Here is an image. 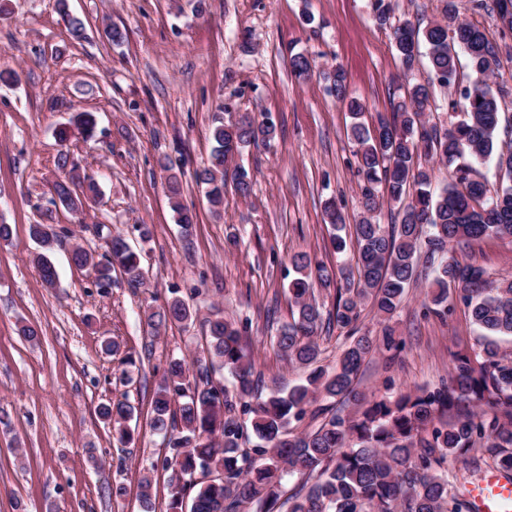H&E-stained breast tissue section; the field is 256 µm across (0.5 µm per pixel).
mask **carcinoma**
<instances>
[{
    "mask_svg": "<svg viewBox=\"0 0 512 512\" xmlns=\"http://www.w3.org/2000/svg\"><path fill=\"white\" fill-rule=\"evenodd\" d=\"M442 2V19L421 27L409 20L392 25L391 0H374L375 23L392 29L405 79L404 94L392 103L391 112L377 116L374 128L361 121L365 106L350 96L344 70L336 67L324 74L330 93L355 119L350 138L365 187L363 216L356 224L345 223L334 202L325 206L334 230L331 247L341 256L353 244L355 266L342 262L335 273L312 263L307 254L291 258L295 276L288 293L295 311L272 341L290 364L309 370L305 383L286 395L256 396L255 364L242 348L241 329L218 311L207 319L209 364L191 365L183 359L167 363L152 402L151 427L170 433L169 456L163 461L171 471L169 512H183L188 494L189 512H467L469 501L450 480L446 463L480 449L494 457L498 472L512 482V353L492 344L452 353L448 379L431 389L383 395L353 414L338 407L354 395L368 356L382 351L393 359L400 353L391 321L408 289L420 280L428 281L426 313L447 317L454 309L448 295L452 287L474 325L512 336V279L492 281L481 267L461 262L453 251L461 241L512 238V146L499 141L501 103L508 90L490 83L499 76V45L479 24L460 19L455 0ZM422 44L443 87L459 84L461 54L473 73L485 74L484 81L471 79L463 86L462 102H451L460 112L443 132L424 120L431 111L432 84L412 82ZM291 69L302 81L313 73L304 53L291 57ZM94 129L92 114L76 111L56 137L67 142L76 130L88 139ZM274 134L273 124L248 118L213 128L212 151L195 177L205 186L214 213L224 211L226 158L247 146L266 144ZM493 160L509 184L490 195L476 173ZM432 161L448 166L450 181L439 191L432 187ZM56 166L63 178L54 183L53 192L63 206L78 211L99 202L98 183L70 166L68 152L59 153ZM162 168L168 172L170 207L188 233L194 216L182 201V185L170 163ZM397 205L402 206L400 222L381 223L383 209ZM30 232L45 246L58 238L51 224H33ZM71 255L77 267L93 273L103 292L112 287L116 268L130 286L144 283L140 254L122 235L110 237L99 260L79 245ZM34 262L46 286L55 287L57 271L50 259L40 253ZM338 278L343 284L336 287L333 309L325 313L315 299L314 283L329 287ZM367 305L382 325L375 339L361 332ZM191 318L185 301L174 297L148 315V326L156 335L169 323ZM334 327L346 330L344 348L335 365L325 368L318 365V338ZM211 364L235 377V395L212 380ZM238 411L251 416L259 440L252 448L246 447L250 439L237 420ZM99 413L113 423L120 442L131 441L132 406L112 402ZM307 415L320 419L319 425L291 434L292 422ZM294 476L297 483L289 489L285 479Z\"/></svg>",
    "mask_w": 512,
    "mask_h": 512,
    "instance_id": "obj_1",
    "label": "carcinoma"
}]
</instances>
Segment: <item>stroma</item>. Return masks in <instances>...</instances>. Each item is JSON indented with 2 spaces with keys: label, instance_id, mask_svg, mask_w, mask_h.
Returning a JSON list of instances; mask_svg holds the SVG:
<instances>
[{
  "label": "stroma",
  "instance_id": "obj_1",
  "mask_svg": "<svg viewBox=\"0 0 512 512\" xmlns=\"http://www.w3.org/2000/svg\"><path fill=\"white\" fill-rule=\"evenodd\" d=\"M86 25L72 39L56 0H8L0 21V512H142L140 480L150 477L156 512H167V440L150 426L152 399L170 358L205 360L207 318L222 311L249 320L241 344L266 390L304 376L271 344L292 319L288 283L299 252L335 267L324 205L335 200L347 223L362 215L363 182L348 139L350 117L322 73L342 67L349 91L367 106L365 122L389 112L401 93L402 66L389 30L373 21L372 0H69ZM313 24H306L305 14ZM115 26L123 42L107 40ZM313 59L311 79H296L290 57ZM96 117L92 139L56 138L72 111ZM270 118L275 137L230 163L246 170L249 196L226 189L214 215L194 172L206 163L216 121ZM93 176L102 204L71 212L54 203L56 156ZM175 164L183 202L197 216L183 233L167 199L163 158ZM36 222L62 227L49 256L58 280L46 287L32 258ZM149 225L150 241L133 227ZM123 234L143 255L144 286L115 276L109 292L74 269L81 243L96 255ZM461 262L492 280L512 277V239L457 247ZM182 297L191 321L152 335L148 313ZM37 328L29 342L21 325ZM404 348L396 361L376 354L357 389L366 396L426 387L447 376L454 351L478 348L482 332L467 308L447 318L424 313L417 288L393 321ZM119 349L108 355L107 341ZM134 408V440L121 445L98 416L106 402ZM123 485L120 497L111 494Z\"/></svg>",
  "mask_w": 512,
  "mask_h": 512
}]
</instances>
